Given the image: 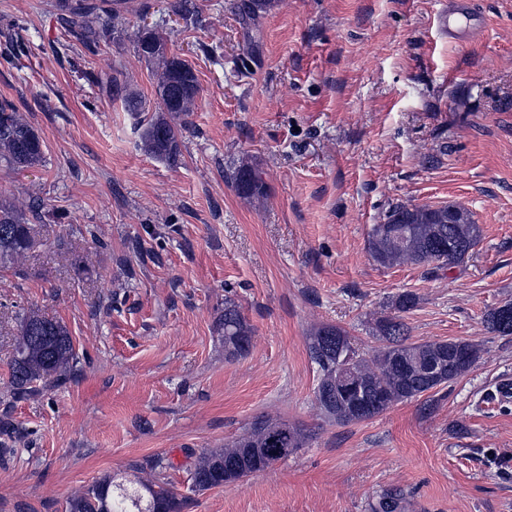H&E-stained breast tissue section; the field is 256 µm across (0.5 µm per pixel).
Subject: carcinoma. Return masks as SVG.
Wrapping results in <instances>:
<instances>
[{
	"mask_svg": "<svg viewBox=\"0 0 512 512\" xmlns=\"http://www.w3.org/2000/svg\"><path fill=\"white\" fill-rule=\"evenodd\" d=\"M62 19L100 13L118 15L112 0H59ZM138 57L156 65L155 94L158 107L140 126L141 149L148 156L176 166L181 161L182 130L173 120L194 111L200 84L193 67L168 53L164 36L140 29L134 39ZM112 99L121 101L128 112H146L147 101L131 88L123 73L109 79ZM0 163L10 169H27L45 163L43 141L35 129L11 105H0ZM238 195L244 199L264 193L258 170L242 165L232 175ZM452 205H393L385 222L373 225L368 237L372 259L381 266L424 265L430 272L460 265L481 238L480 227L470 213ZM36 245L34 226L26 214L11 204L0 203V264H17ZM489 332L512 336V303L485 315ZM383 344L370 353L355 349L347 336L334 327H322L310 339L309 352L318 365L320 378L316 399L324 416L339 425L373 419L396 404L422 397L472 369L480 359L477 345L465 340L412 342L404 322L393 317L378 321ZM252 328L239 306L224 298V350L230 357L246 355ZM434 362H444L448 372L435 377ZM79 357L67 327L35 311L23 317L10 362L13 394L30 397L65 383L77 371ZM309 434L280 417H263L222 450L202 453L190 473L193 491L224 485L254 474L244 449L256 450L266 466L285 460L305 447ZM129 490L114 484L111 476L95 481L83 493L69 499L67 512H181L183 500L156 478L135 481ZM401 495L383 496L374 512H401Z\"/></svg>",
	"mask_w": 512,
	"mask_h": 512,
	"instance_id": "obj_1",
	"label": "carcinoma"
}]
</instances>
